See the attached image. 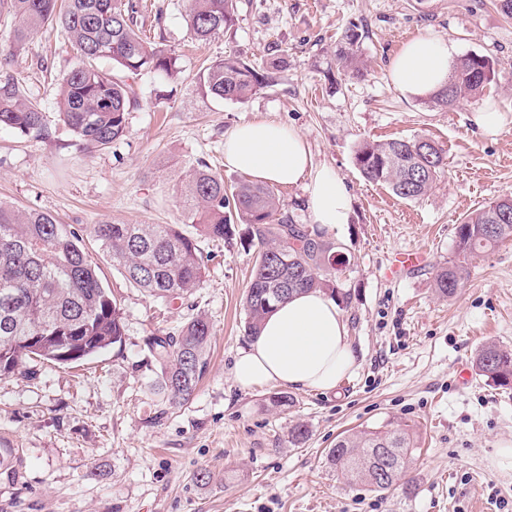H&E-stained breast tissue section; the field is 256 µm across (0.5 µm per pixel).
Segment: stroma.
I'll return each mask as SVG.
<instances>
[{"label": "stroma", "instance_id": "1", "mask_svg": "<svg viewBox=\"0 0 512 512\" xmlns=\"http://www.w3.org/2000/svg\"><path fill=\"white\" fill-rule=\"evenodd\" d=\"M497 2L237 0L234 25L198 43L187 30V0H147L138 27L177 56L179 71L131 73L99 60L132 92L123 139L85 154L55 121L39 138L0 129V201L79 230L104 221L176 224L191 236L178 188L201 160L225 186L241 180L224 166V137L235 124L264 118L299 132L314 169L335 170L352 198L350 223L322 238L349 261L337 286L358 355L336 389L296 390L292 407L276 409L275 387L246 391L233 380L248 341L243 297L255 260L244 225L201 239L209 256L202 288L167 303L92 251L122 300L126 334L96 358L39 363L33 374L0 379V448L13 451L12 474L0 475V512H512V471L495 462L512 440V389L471 372L482 345L512 349V241L470 261L454 296L434 290L437 268L455 256L459 218L512 196V17ZM17 24L0 9V74L54 112L58 78L78 58L51 28L14 43ZM353 25L365 62L357 77L336 66L339 39ZM423 34L453 39L458 55L491 59L492 83L443 111L401 95L389 62ZM228 54L257 65L282 54L286 63L247 101H225L208 93L202 70ZM489 105L507 117L494 137L470 121ZM414 136L444 152L445 171L426 196L401 199L356 168L362 141ZM413 249L426 251L427 265L387 277L392 253ZM198 314L212 325L208 368L190 401L173 407L152 391L157 365L147 339ZM400 419L420 432L413 496L349 486L326 468L339 434ZM297 422L309 436L296 447L288 430ZM202 471L208 482L199 481Z\"/></svg>", "mask_w": 512, "mask_h": 512}]
</instances>
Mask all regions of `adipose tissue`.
<instances>
[{
	"mask_svg": "<svg viewBox=\"0 0 512 512\" xmlns=\"http://www.w3.org/2000/svg\"><path fill=\"white\" fill-rule=\"evenodd\" d=\"M456 51L450 39L413 38L394 56L388 78L404 96L432 93L447 81L448 64ZM224 164L264 183L307 182L308 210L317 230L350 221V198L341 180L331 169L313 170L305 138L292 129L267 120L237 125L224 138ZM356 363L335 299L317 289L279 304L259 335L239 350L233 379L242 390L278 385L329 392Z\"/></svg>",
	"mask_w": 512,
	"mask_h": 512,
	"instance_id": "obj_1",
	"label": "adipose tissue"
}]
</instances>
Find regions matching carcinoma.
<instances>
[{"instance_id":"obj_1","label":"carcinoma","mask_w":512,"mask_h":512,"mask_svg":"<svg viewBox=\"0 0 512 512\" xmlns=\"http://www.w3.org/2000/svg\"><path fill=\"white\" fill-rule=\"evenodd\" d=\"M187 26L192 39L206 41L236 18V0H189ZM18 19L15 41L57 24L80 63L59 79L57 118L82 151H103L127 133L131 98L127 86L97 66L110 59L132 72L172 76L178 57L145 41L136 31L134 0H8ZM361 34L344 31L336 65L358 75ZM285 58L275 55L252 66L228 55L207 66L203 83L216 98L244 101L268 86V74ZM494 76L486 56L458 59L448 81L427 104L448 109L483 91ZM0 128L25 136L48 133L42 107L26 99L11 78L0 79ZM355 165L367 179L387 185L399 197L418 200L435 186L444 169L442 149L422 138L366 141ZM180 198L198 218L199 236L222 240L231 225L245 224L258 242L252 278L244 297L245 332L259 334L265 317L291 295L327 286L319 271L344 264L333 247L295 224L275 221L280 201L267 184L244 180L231 189L224 178L200 162L186 176ZM132 286L156 301L193 295L205 282L207 257L197 238L175 224H93L81 235L49 213L0 203V378L40 360L68 364L94 357L122 341L124 308L99 275L85 238ZM512 240V198L491 202L461 218L456 226V259L440 267L434 288L442 298L455 294L477 253ZM212 326L198 314L175 332L149 342L159 366L156 389L173 404L189 401L209 359ZM479 376L503 388L512 386V350L496 343L482 346L474 359ZM418 448V426L408 421L344 434L326 453V465L349 485L364 484L377 493L394 490Z\"/></svg>"}]
</instances>
